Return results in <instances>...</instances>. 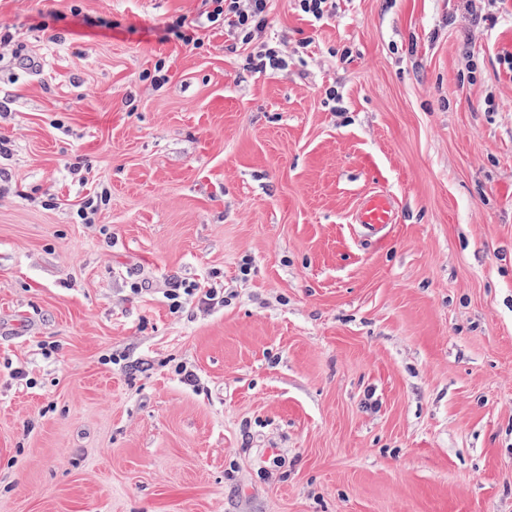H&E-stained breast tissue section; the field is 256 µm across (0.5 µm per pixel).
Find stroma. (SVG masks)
<instances>
[{
  "instance_id": "obj_1",
  "label": "stroma",
  "mask_w": 512,
  "mask_h": 512,
  "mask_svg": "<svg viewBox=\"0 0 512 512\" xmlns=\"http://www.w3.org/2000/svg\"><path fill=\"white\" fill-rule=\"evenodd\" d=\"M477 9L272 0L247 43L0 0V512H512V0ZM394 218L391 200L383 192L367 196L356 214V222L365 230L367 236H373L385 230L389 224H393ZM164 297L169 303L170 310L174 313L178 312L183 307V299L195 301L197 306L210 310L215 308L218 304H224V293L218 291L217 288H201L195 285H184L175 282L171 288H167L164 292Z\"/></svg>"
}]
</instances>
